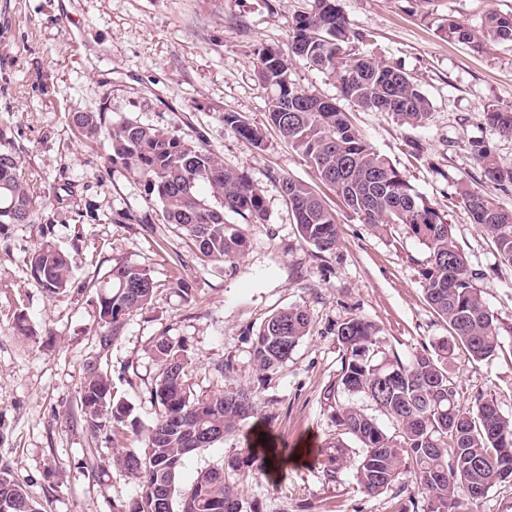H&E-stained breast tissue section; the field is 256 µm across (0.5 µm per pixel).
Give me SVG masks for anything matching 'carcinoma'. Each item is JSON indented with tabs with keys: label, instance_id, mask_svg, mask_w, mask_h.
Here are the masks:
<instances>
[{
	"label": "carcinoma",
	"instance_id": "cac0c4a2",
	"mask_svg": "<svg viewBox=\"0 0 512 512\" xmlns=\"http://www.w3.org/2000/svg\"><path fill=\"white\" fill-rule=\"evenodd\" d=\"M448 39L477 47L512 42V13L489 10L477 27L448 20ZM290 50L269 47L255 51L258 82L270 90L268 119L280 135L305 158L318 180L338 192L344 205L374 227L404 224L426 245L429 256L420 270L426 301L448 323L451 339L436 355L416 354L375 360L377 336L372 324L350 318L336 329L342 347V369L324 399L336 405L341 433L329 443L324 462L332 475L347 462L345 438L357 441L363 454L355 477L365 492L379 495L411 475L429 500V512H460L463 501L485 497L491 489L512 483V418L501 414L496 402L482 395L469 408L462 406L448 374V356L464 347L475 361L501 349L497 317L475 287L469 269L445 216L419 195L384 156L362 139L342 106L295 86L289 78L292 60L306 61L338 84L342 99L363 111L390 112L399 121L420 127L428 121L431 103L416 80L388 61L348 53L345 45L361 34L351 30L338 0H310L290 23ZM486 122L512 137V110L494 106L484 110ZM72 124L85 139L98 142L112 164L121 165L142 183L146 195L162 205L166 223L180 226L203 260L226 262L242 255L247 241L239 225L225 214L259 222L265 218L262 190L244 175L224 168L204 143H190L163 131L125 120L108 118L107 107L79 112ZM224 124L242 138L258 144L260 131L236 112L224 113ZM493 187L512 188V164L499 162L482 143L465 144ZM209 189L214 203L199 194ZM301 238L320 251L336 248L339 240L336 210L310 184L291 177L280 181ZM459 197L472 222L481 226L502 261L512 264V213L501 210L492 194L463 185ZM32 198L19 173V161L0 137V224L28 221ZM41 229V240L27 259L30 275L52 296L67 292L71 274L67 257ZM154 282L147 271L124 263L112 266L99 285V346L110 351L125 316L148 304ZM306 309L295 306L269 317L253 342V359L263 373L275 372L309 334ZM153 354L160 373L151 389L159 405L156 420L147 428L140 448L117 449L116 463L136 481V497L125 512H154V496L179 494L178 512H231L244 504L238 486L224 468L213 467L196 476L186 490L177 480L186 459L198 447L194 440L207 434L216 443L254 412L251 392L230 386L217 394L198 396L185 380L188 349L166 336L157 339ZM360 394L395 426L388 434L361 409L340 403L338 394ZM80 411L91 432L130 425L137 429L131 409L112 400V380L97 362L86 364ZM7 512H40L26 488L0 474V504Z\"/></svg>",
	"mask_w": 512,
	"mask_h": 512
}]
</instances>
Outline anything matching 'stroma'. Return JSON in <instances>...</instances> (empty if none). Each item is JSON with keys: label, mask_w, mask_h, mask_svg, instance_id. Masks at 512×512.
Returning <instances> with one entry per match:
<instances>
[{"label": "stroma", "mask_w": 512, "mask_h": 512, "mask_svg": "<svg viewBox=\"0 0 512 512\" xmlns=\"http://www.w3.org/2000/svg\"><path fill=\"white\" fill-rule=\"evenodd\" d=\"M358 32L352 52L399 65L432 104L421 127L386 112L354 111L362 138L386 157L452 226L476 273L475 286L498 319L502 349L481 362L456 351L449 364L463 405L481 395L512 417V265L473 224L458 183L484 190L482 168L465 150L486 145L512 163V137L486 123L483 111L512 109V45L473 50L448 40V20L476 26L512 0H339ZM303 0H0V132L20 161L33 199L28 223L0 225V472L21 482L43 512H120L137 485L113 461L138 446L139 429L155 420L150 390L159 372L157 337L183 341L186 380L196 394L227 383L248 387L258 413L222 441L190 455L187 487L203 470L223 468L243 501L263 512H399L408 500L427 512L414 483L404 493L363 491L353 462L324 473L326 445L336 436L334 410L323 398L341 372L338 325L357 317L377 330L381 351L409 360L434 354L449 328L427 304L420 269L428 250L407 226L375 228L319 185L307 161L269 124L268 90L257 81L253 51L287 49L289 20ZM108 104L113 122L131 119L187 141H204L225 168L243 174L264 197L266 219L241 222L243 255L201 260L183 229L165 223L161 205L102 146L80 141L77 112ZM236 112L261 129L255 145L224 123ZM291 176L318 185L336 210L339 244L320 251L299 236L280 188ZM68 257L72 285L50 296L31 276L29 253L41 226ZM145 269L152 301L130 312L106 357H98V285L113 264ZM188 284L178 290L177 281ZM304 307L311 330L277 372L253 361L260 325L277 311ZM31 328L21 335L20 326ZM100 358L112 394L137 427L90 434L80 416L85 366ZM231 363V379L218 365ZM279 449L266 467H241L257 432Z\"/></svg>", "instance_id": "35a3bbf8"}]
</instances>
